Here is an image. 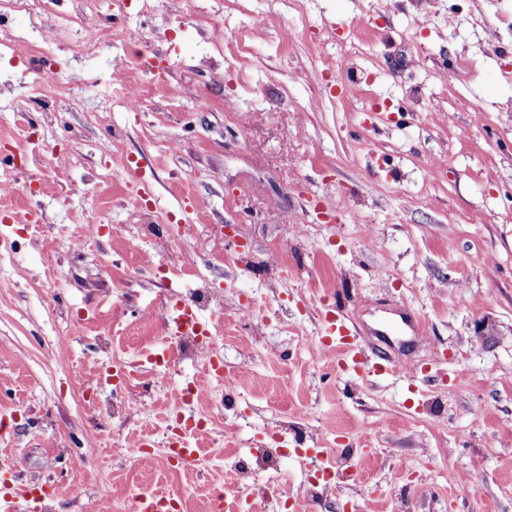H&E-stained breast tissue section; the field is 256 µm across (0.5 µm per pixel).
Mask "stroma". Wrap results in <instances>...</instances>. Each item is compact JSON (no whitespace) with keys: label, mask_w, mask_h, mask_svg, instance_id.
<instances>
[{"label":"stroma","mask_w":512,"mask_h":512,"mask_svg":"<svg viewBox=\"0 0 512 512\" xmlns=\"http://www.w3.org/2000/svg\"><path fill=\"white\" fill-rule=\"evenodd\" d=\"M126 2L53 0L41 28L10 21L51 55L0 48V470L42 512H209L270 448L294 497L258 471L236 512H512V0ZM459 56L470 75L442 80ZM179 301L233 379L224 407L183 401L188 355L162 393L109 379L175 353ZM329 311L379 352L373 329L415 316L400 353L450 389L338 373ZM213 411L197 466L170 465L168 418ZM316 448L361 473L324 503L300 494ZM166 327L178 336L190 332L201 333L202 331V323L197 311L189 303L175 305L173 313L166 318Z\"/></svg>","instance_id":"1"}]
</instances>
